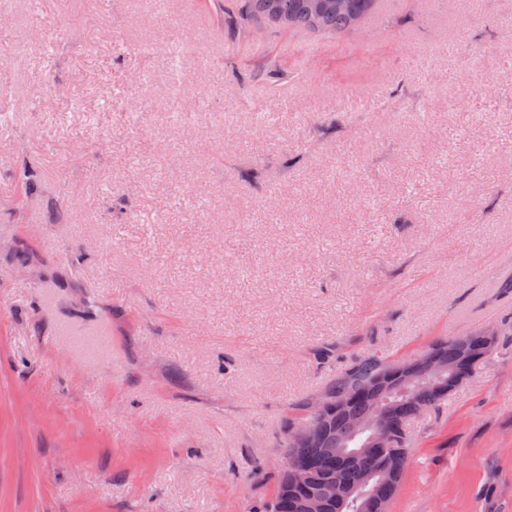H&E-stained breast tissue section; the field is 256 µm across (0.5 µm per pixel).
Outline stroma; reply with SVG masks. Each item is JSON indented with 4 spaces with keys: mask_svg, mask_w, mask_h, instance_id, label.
I'll list each match as a JSON object with an SVG mask.
<instances>
[{
    "mask_svg": "<svg viewBox=\"0 0 512 512\" xmlns=\"http://www.w3.org/2000/svg\"><path fill=\"white\" fill-rule=\"evenodd\" d=\"M0 11V512H249L295 408L483 328L390 512H512V0ZM348 8L343 7V1L336 0H235L233 16L230 17L231 27L240 31L246 24H255L249 29L248 36L252 39H265L267 30L258 24L272 23L276 25L281 16L291 17L282 19L279 26L289 30L304 33H320L342 35L352 32L356 25L362 23L365 15L371 9L374 0H345ZM318 5V7H316Z\"/></svg>",
    "mask_w": 512,
    "mask_h": 512,
    "instance_id": "1",
    "label": "stroma"
}]
</instances>
